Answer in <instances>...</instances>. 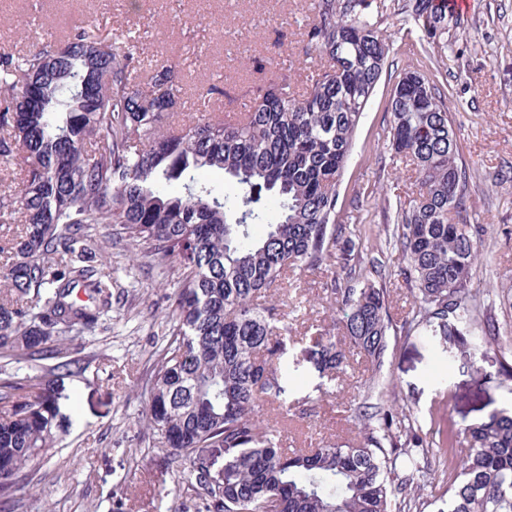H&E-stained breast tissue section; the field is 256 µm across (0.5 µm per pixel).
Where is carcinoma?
I'll use <instances>...</instances> for the list:
<instances>
[{
  "label": "carcinoma",
  "mask_w": 512,
  "mask_h": 512,
  "mask_svg": "<svg viewBox=\"0 0 512 512\" xmlns=\"http://www.w3.org/2000/svg\"><path fill=\"white\" fill-rule=\"evenodd\" d=\"M308 48L325 61L302 94L288 76L260 87L233 122L177 125L180 93L169 70L135 82L140 69L129 39L119 49L84 28L63 44L51 40L24 55H0V164L20 181L1 206L22 226L0 272V358L6 364L54 359L48 375L81 372L72 342L112 321V277L90 264L93 224H114L134 257H180L178 287L168 296L169 340L145 387L147 426L166 445L168 465L201 491L196 512H412L408 487L443 486L448 512H512V415L497 413L464 428L467 451L447 481L433 466L418 420L382 407L357 416L363 442L282 446L258 414L264 403L288 406L263 376L258 359L278 371L288 330L276 307L259 302L293 268L337 265L360 287L330 288L343 318L338 335L320 334L331 373L343 370L336 337L377 371L390 331L388 293L357 271L353 229L336 223L337 186L364 108L389 53L375 0H311ZM428 44H442L448 0H404ZM41 83L39 109L24 113L30 80ZM95 82L98 95L81 94ZM390 143L418 174L417 196L396 209L400 275L415 309L402 320L471 333L478 308L472 288L480 227L463 215L466 170L446 96L422 73L399 76L390 100ZM224 173L233 194L196 177ZM185 179L168 195L164 182ZM280 208L267 218L269 200ZM265 225L258 237L253 226ZM501 373L512 377V340L500 346ZM18 373L0 371V501L56 448L58 402L51 380L38 391ZM198 448L224 449V474L213 475Z\"/></svg>",
  "instance_id": "1"
}]
</instances>
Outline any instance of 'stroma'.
Wrapping results in <instances>:
<instances>
[{"label": "stroma", "mask_w": 512, "mask_h": 512, "mask_svg": "<svg viewBox=\"0 0 512 512\" xmlns=\"http://www.w3.org/2000/svg\"><path fill=\"white\" fill-rule=\"evenodd\" d=\"M310 0H0V55L33 50L47 35L64 38L73 22L109 44L138 36L142 74L172 68L181 93L176 121L244 111L258 85L288 74L300 89L320 61L304 31ZM379 30L390 53L370 97L338 186L337 223L360 209L361 255H382L391 271L385 286L390 312L413 309L409 287L396 270L398 251L388 240L397 206H409L416 173L389 150L388 107L397 76L418 70L447 96L459 158L467 171L465 216L483 233L473 282L488 310L470 336L442 334L421 325L395 331L380 373L352 354L344 373L318 365V334L330 315L327 283L347 287L332 270L298 271L270 302L292 329L283 397L298 415L283 435L288 448L327 440L357 446L362 426L354 410L365 398L406 410L424 430L440 433L453 451L464 450L462 430L491 413L512 411V379L501 375L500 353L484 336L485 320L512 325V0H471L451 14L442 52L426 43L399 0H381ZM264 70H256V61ZM223 95L208 94L211 84ZM103 243L95 264L122 289L112 305V326L88 336L79 353L84 373L58 376L55 387L69 424L53 455L28 470L6 512H183L187 493L174 489L156 437L146 428L141 390L168 340L167 297L177 283L175 258L144 256L113 225L97 224Z\"/></svg>", "instance_id": "stroma-1"}]
</instances>
